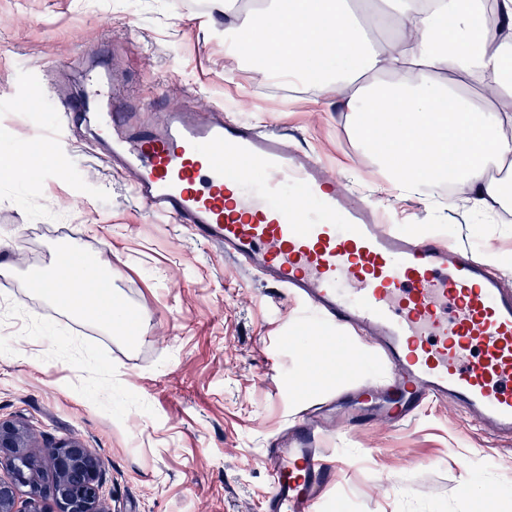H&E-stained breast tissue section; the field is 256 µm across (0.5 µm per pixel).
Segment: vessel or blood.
Listing matches in <instances>:
<instances>
[{
  "label": "vessel or blood",
  "instance_id": "vessel-or-blood-1",
  "mask_svg": "<svg viewBox=\"0 0 512 512\" xmlns=\"http://www.w3.org/2000/svg\"><path fill=\"white\" fill-rule=\"evenodd\" d=\"M86 91L31 81L19 102L40 114L62 108L18 153L57 151L58 133L86 113L105 135L100 152L127 175L149 214L185 225L200 239L280 288L307 309L301 329L312 354L346 347L352 333L371 341L385 369L364 387L386 421L412 420L424 406L454 401L484 429L512 438V291L475 251L446 246L433 232L389 226L383 212L354 195L311 155L288 147L278 127L225 118L220 109L180 106L153 127L117 107L112 72L98 51L84 56ZM306 410L270 459L265 512H318L335 479L322 439L334 418Z\"/></svg>",
  "mask_w": 512,
  "mask_h": 512
}]
</instances>
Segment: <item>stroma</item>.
<instances>
[{
	"instance_id": "1",
	"label": "stroma",
	"mask_w": 512,
	"mask_h": 512,
	"mask_svg": "<svg viewBox=\"0 0 512 512\" xmlns=\"http://www.w3.org/2000/svg\"><path fill=\"white\" fill-rule=\"evenodd\" d=\"M110 48L118 85L142 100L223 108L228 118L283 128L330 175L385 207L390 221L446 225L454 242L495 254L512 288V201L490 211L465 196L429 203L380 178L339 97L276 92L224 43L209 0H0V420L24 421L40 447L76 438L105 463L109 512H264L260 460L273 435L308 406L362 383L355 366L302 394L309 359L283 343L292 316L274 285L226 259L182 225L153 221L97 146L92 128L62 136L58 177L15 157L30 135L16 107L32 78L80 85V58ZM101 257L134 335L64 310L33 275L58 273L62 249ZM336 479L320 512H512V443H494L456 406L425 408L398 427L336 426ZM471 481L475 494L462 493Z\"/></svg>"
}]
</instances>
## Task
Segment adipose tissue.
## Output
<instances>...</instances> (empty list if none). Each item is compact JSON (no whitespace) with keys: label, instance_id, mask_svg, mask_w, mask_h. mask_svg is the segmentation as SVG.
Here are the masks:
<instances>
[{"label":"adipose tissue","instance_id":"ef3b65f1","mask_svg":"<svg viewBox=\"0 0 512 512\" xmlns=\"http://www.w3.org/2000/svg\"><path fill=\"white\" fill-rule=\"evenodd\" d=\"M224 39L253 59L261 75L313 81L324 100L344 94L349 124L402 193L429 201L453 183L472 207L501 197L512 175V110L475 104L465 91L512 97V42L479 33L484 0H265L240 15L224 0ZM394 20L395 37L371 42L369 30ZM88 282L64 301L104 326L127 310L112 300L103 263L86 260Z\"/></svg>","mask_w":512,"mask_h":512}]
</instances>
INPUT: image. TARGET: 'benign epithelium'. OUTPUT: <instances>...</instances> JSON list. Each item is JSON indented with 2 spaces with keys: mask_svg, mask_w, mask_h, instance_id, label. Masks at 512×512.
I'll return each instance as SVG.
<instances>
[{
  "mask_svg": "<svg viewBox=\"0 0 512 512\" xmlns=\"http://www.w3.org/2000/svg\"><path fill=\"white\" fill-rule=\"evenodd\" d=\"M51 479L36 485L41 459L33 449L32 430L24 423L0 421V467L9 478L0 479V512H18L17 496H28L27 512H108L101 489L104 464L78 439L53 448Z\"/></svg>",
  "mask_w": 512,
  "mask_h": 512,
  "instance_id": "benign-epithelium-1",
  "label": "benign epithelium"
}]
</instances>
